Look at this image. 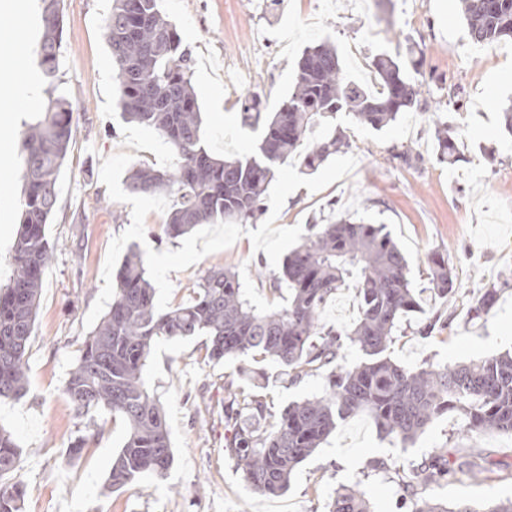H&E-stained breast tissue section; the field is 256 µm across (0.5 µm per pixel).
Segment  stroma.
Returning a JSON list of instances; mask_svg holds the SVG:
<instances>
[{"label":"stroma","mask_w":512,"mask_h":512,"mask_svg":"<svg viewBox=\"0 0 512 512\" xmlns=\"http://www.w3.org/2000/svg\"><path fill=\"white\" fill-rule=\"evenodd\" d=\"M111 7L112 0H61L55 85L76 105L74 133L46 228L53 249L27 350V391L0 401V428L24 458L10 477L25 490L22 512H328L343 485L363 488L373 512H411L394 469L418 464L443 446L482 470L456 473L430 486L427 496L452 506L512 498V436L465 433L453 412L406 444L381 433L369 416L348 419L298 466L284 494L255 492L224 454V387L237 380L244 362L211 363L197 336L156 338L144 371L169 425L174 460L167 477H147L119 492L109 488L125 426L103 409L77 415L63 386L84 339L109 309L116 271L130 248L147 261L159 310L189 301L198 280L221 267L232 268L251 305L264 309L286 298V291H275L274 277L317 225L333 214L361 217L386 225L425 306L452 319L445 336L424 338L418 333L422 315L404 317L388 351L392 360L417 369L512 350V283H503L512 280V178L506 176L512 134L501 120L512 103L511 39L474 44L461 0H159L191 55L204 145L218 156L255 150L306 47L334 45L345 76L373 93L380 89L376 55L405 52L412 42L425 59V109L404 113L379 131L338 113L335 124L348 148L311 174L294 160L280 165L257 223L205 224L170 239L163 226L173 196H133L125 188L132 165L169 170L175 156L153 129L126 121L117 105L104 31ZM16 29V13L0 9V61L16 58L22 68L38 69L42 20L34 19L31 36ZM46 88L39 81L0 150L11 191L10 217L0 220V286L12 274L9 255L24 211L19 144ZM248 93L261 98L262 120L253 126L244 124L240 106ZM446 124L458 132L452 165L438 159L435 130ZM397 151L416 156L417 165L394 159ZM435 252L454 273V291L445 299L426 279ZM492 285L499 288L494 307L471 318L470 307ZM262 367L273 412L324 391L322 375L291 384L272 363ZM84 435L90 441L81 456L69 457L71 441ZM377 461L385 469H374Z\"/></svg>","instance_id":"obj_1"}]
</instances>
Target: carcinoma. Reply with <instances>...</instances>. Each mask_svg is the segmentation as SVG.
<instances>
[{
	"mask_svg": "<svg viewBox=\"0 0 512 512\" xmlns=\"http://www.w3.org/2000/svg\"><path fill=\"white\" fill-rule=\"evenodd\" d=\"M43 2L39 57L50 82L40 117L22 138L24 217L13 247L12 277L0 289V399L16 398L27 389V349L51 253L45 229L73 135L72 103L54 94L63 29L59 0ZM461 2L473 42L512 38V0ZM104 30L115 64L117 104L125 119L158 132L176 156L171 171L140 165L125 180L132 195H175L165 224L170 238L201 224L256 219L266 206L278 165L296 157L314 171L348 148L347 138L330 128L305 154L298 152L307 133L317 125H329L336 113L349 112L359 124L379 131L395 123L399 114L421 106L423 81L406 74L400 57H375L382 90L373 95L346 79L336 48L323 42L305 49L297 61L288 99L267 123L255 153L218 159L202 143L191 57L181 47L176 26L159 10L158 0H113ZM437 139L440 160L456 162V145L448 129H437ZM428 268L430 288L448 297L454 286L448 261L432 257ZM408 273V260L384 225L341 218L320 225L313 237L285 257L282 274L288 299L281 308L256 310L236 274L219 268L199 279L191 301L162 312L155 306L143 255L129 251L115 276L112 305L85 340L64 386L78 415L104 408L125 423L109 487L118 490L144 477L163 479L173 462L163 407L143 380L152 343L159 336H205L209 361L268 360L291 384L327 373L321 396L293 402L275 419L266 396L254 384L240 386L224 398V454L236 460L247 483L265 495L285 492L295 469L338 424L362 413L374 418L380 432L404 443L414 441L448 411L460 413L468 433L512 436V354L416 370L387 355L400 316L420 309ZM347 283L357 292L359 318L349 328H326L320 324V313ZM450 325L432 314L419 334L428 338ZM346 342L361 352L360 361H345ZM448 455L443 448L416 467L396 469L401 488L417 501L413 512H512V499L450 508L422 497L429 486L469 467ZM22 463L11 435L0 429V512H22L23 487L3 481ZM329 512H371L370 502L360 486H347L336 491Z\"/></svg>",
	"mask_w": 512,
	"mask_h": 512,
	"instance_id": "1",
	"label": "carcinoma"
}]
</instances>
